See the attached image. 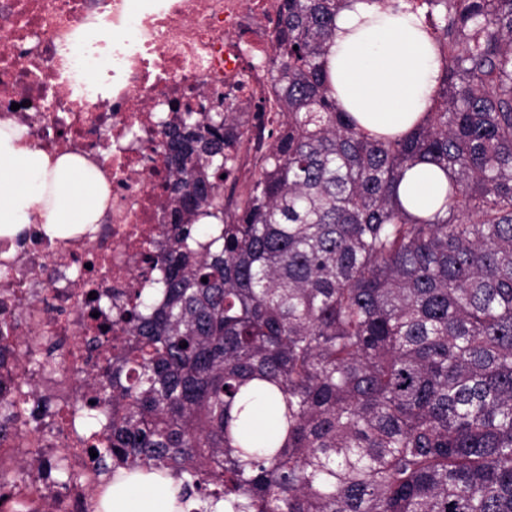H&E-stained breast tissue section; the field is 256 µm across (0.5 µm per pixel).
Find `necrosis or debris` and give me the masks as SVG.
<instances>
[{"mask_svg":"<svg viewBox=\"0 0 512 512\" xmlns=\"http://www.w3.org/2000/svg\"><path fill=\"white\" fill-rule=\"evenodd\" d=\"M282 0H0V122L48 153L80 155L103 173L108 206L94 231L68 238L32 232L0 238V346L34 333L61 349L73 400L113 352L111 311L124 302L145 256L161 262L169 216L165 124L171 102L233 107L238 186L252 182L280 110L271 64ZM84 435L62 413L41 424L20 413L0 429V465L31 452L85 470ZM80 488L60 497L33 471L14 484L30 512H74Z\"/></svg>","mask_w":512,"mask_h":512,"instance_id":"obj_1","label":"necrosis or debris"}]
</instances>
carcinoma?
Masks as SVG:
<instances>
[{
    "label": "carcinoma",
    "instance_id": "carcinoma-1",
    "mask_svg": "<svg viewBox=\"0 0 512 512\" xmlns=\"http://www.w3.org/2000/svg\"><path fill=\"white\" fill-rule=\"evenodd\" d=\"M343 2L284 0L280 117L235 216L237 116L167 124V267L73 410L96 477L170 475L193 512H512V0H404L442 75L380 138L330 95ZM423 161L448 185L417 217L398 190Z\"/></svg>",
    "mask_w": 512,
    "mask_h": 512
}]
</instances>
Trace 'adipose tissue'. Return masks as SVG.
Here are the masks:
<instances>
[{"label": "adipose tissue", "instance_id": "ef3b65f1", "mask_svg": "<svg viewBox=\"0 0 512 512\" xmlns=\"http://www.w3.org/2000/svg\"><path fill=\"white\" fill-rule=\"evenodd\" d=\"M330 88L338 104L368 135L401 136L430 111L441 74L437 45L420 15L378 0H347L335 18L327 56ZM445 176L421 163L400 190L404 206L427 216L443 202ZM108 197L102 173L83 158L50 157L0 123V238L16 239L32 226L52 237L98 223ZM180 483L154 473L108 482L95 512H191L195 500L175 507Z\"/></svg>", "mask_w": 512, "mask_h": 512}]
</instances>
